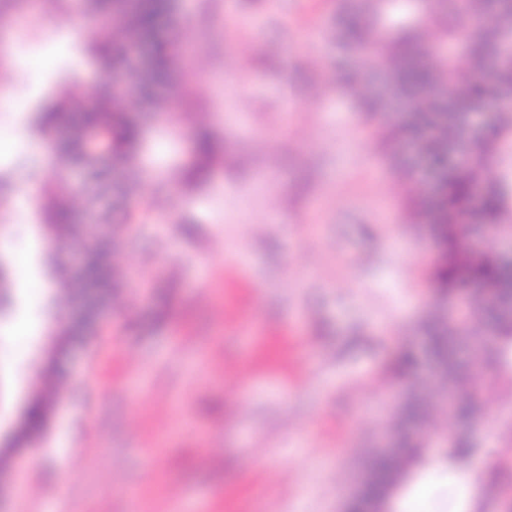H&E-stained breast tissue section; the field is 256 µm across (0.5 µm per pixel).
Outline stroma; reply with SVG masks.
<instances>
[{
    "instance_id": "1",
    "label": "stroma",
    "mask_w": 512,
    "mask_h": 512,
    "mask_svg": "<svg viewBox=\"0 0 512 512\" xmlns=\"http://www.w3.org/2000/svg\"><path fill=\"white\" fill-rule=\"evenodd\" d=\"M0 0V180L37 184L27 212L0 209V232L31 253L46 294L12 285L0 317V430L22 405L47 398L50 422L29 447L0 450L7 493L0 512H44L65 491L63 512H341L362 460L396 402L419 377L388 367L405 344L421 345L439 308L438 250L429 230L390 222L409 195L433 209L437 179L416 140L386 141L400 112H361L358 98L383 90L361 56L344 58L333 34L336 0H177L169 46L199 44L161 84L167 112L143 116L153 137L145 166H123L90 186L70 168L30 153V109L55 82L99 81L92 36L79 9ZM73 33L66 49L57 30ZM362 74L337 81L342 60ZM512 93L485 101L466 139L487 148L485 181L512 201V143L494 138V114ZM227 144L203 184L181 172L198 161L193 130ZM84 211L88 196L110 212L117 288L87 339L63 336L84 296L48 279L50 243L38 218L53 196ZM40 320L37 336H9L15 317ZM67 356L59 372L50 359ZM477 476L465 512H512V382L482 372L481 416L471 429ZM406 512H439L455 487L435 449ZM502 492L486 495L489 483Z\"/></svg>"
}]
</instances>
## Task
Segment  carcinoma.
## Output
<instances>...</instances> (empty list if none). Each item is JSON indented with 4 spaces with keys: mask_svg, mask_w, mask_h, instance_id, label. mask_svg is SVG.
<instances>
[{
    "mask_svg": "<svg viewBox=\"0 0 512 512\" xmlns=\"http://www.w3.org/2000/svg\"><path fill=\"white\" fill-rule=\"evenodd\" d=\"M398 0H339L336 16L338 44L365 57L368 67L382 70L393 83L392 97L373 98L367 112H391L392 99L406 101V120L400 134L420 137L429 160L439 169L438 212L431 232L442 244L435 270L439 293L454 298L465 283L475 286L468 297L469 314L456 317L440 309L425 329L427 356L439 367V396L428 392L411 394L399 405L389 430L400 440L398 452L369 455L365 468L380 485L401 479L423 459L421 437L430 435L445 446L448 469L459 471L472 450L466 427L479 420V375L486 365L496 367L512 379V261L495 251L475 255L463 247L469 224L489 227L512 235V224L503 223L509 212L504 195L486 185L481 203L471 206L473 183L481 179L474 167L465 172L448 166V154L461 135L466 115L489 94L485 78L489 59L499 63L494 81L512 88V58L507 43L512 38V0H411L435 23V37L455 44V49L431 62L414 48L425 41L424 30L398 12ZM86 11L97 21L107 20L123 28L127 37L151 43L155 53L148 68L135 70L121 46L97 37L90 52L102 72L101 80L88 90L62 85L38 102L30 116L32 130L54 136L64 112L83 116V126L56 145L59 166H82L94 178L133 163L144 151L147 130L137 109L164 111L153 96L152 86L166 79L174 55L162 44V36L174 15V0H84ZM104 134L110 143L105 155L83 150V135ZM194 149L199 162L186 171L194 181L210 175L208 161L219 151L206 131L197 133ZM44 224L55 241L51 275L70 293L74 287L65 261L64 246L76 240L100 250L102 238L89 235L61 203L43 212ZM110 267L88 269L81 278L87 286L105 287ZM468 351L470 368L460 364V344ZM418 364L415 350L408 348L393 362L394 372L404 377Z\"/></svg>",
    "mask_w": 512,
    "mask_h": 512,
    "instance_id": "cac0c4a2",
    "label": "carcinoma"
}]
</instances>
